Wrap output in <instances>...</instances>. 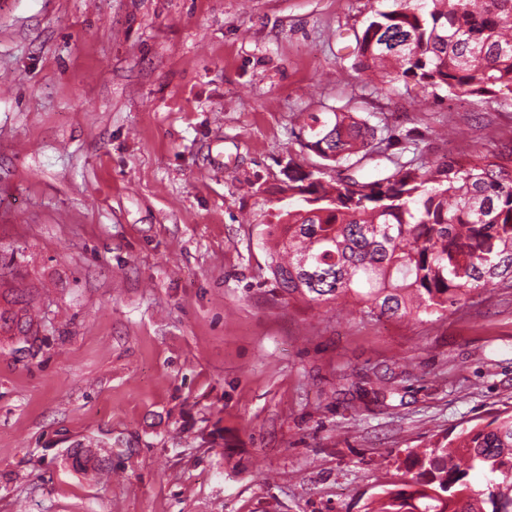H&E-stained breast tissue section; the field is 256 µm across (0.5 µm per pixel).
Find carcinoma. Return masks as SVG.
Here are the masks:
<instances>
[{"instance_id":"obj_1","label":"carcinoma","mask_w":512,"mask_h":512,"mask_svg":"<svg viewBox=\"0 0 512 512\" xmlns=\"http://www.w3.org/2000/svg\"><path fill=\"white\" fill-rule=\"evenodd\" d=\"M356 64L370 80L482 97L512 85V0H392L356 36ZM301 147L322 163L288 158L281 192L292 200L269 224L274 290L320 306L342 300L367 320L441 316L496 287L512 288V149L404 161L359 174L395 142L348 112H316ZM345 175L327 178V169ZM0 321L30 335L28 313ZM483 471L482 489L469 476ZM407 489L381 493L367 512H512V411L465 427L447 444L409 454Z\"/></svg>"}]
</instances>
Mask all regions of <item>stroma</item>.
<instances>
[{
  "label": "stroma",
  "mask_w": 512,
  "mask_h": 512,
  "mask_svg": "<svg viewBox=\"0 0 512 512\" xmlns=\"http://www.w3.org/2000/svg\"><path fill=\"white\" fill-rule=\"evenodd\" d=\"M387 0H0V512H366L512 410V289L370 321L273 291L313 112L429 164L512 147V90L365 83ZM96 450L100 473L75 464Z\"/></svg>",
  "instance_id": "obj_1"
}]
</instances>
